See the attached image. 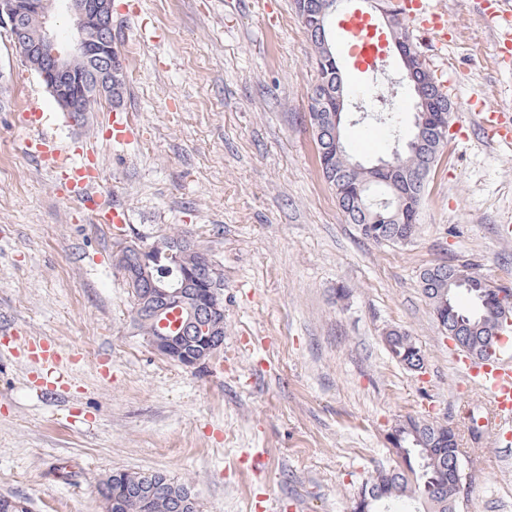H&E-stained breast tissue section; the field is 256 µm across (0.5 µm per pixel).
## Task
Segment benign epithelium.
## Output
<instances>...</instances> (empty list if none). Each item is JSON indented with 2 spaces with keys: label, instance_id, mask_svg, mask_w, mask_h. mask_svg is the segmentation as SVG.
I'll list each match as a JSON object with an SVG mask.
<instances>
[{
  "label": "benign epithelium",
  "instance_id": "obj_1",
  "mask_svg": "<svg viewBox=\"0 0 512 512\" xmlns=\"http://www.w3.org/2000/svg\"><path fill=\"white\" fill-rule=\"evenodd\" d=\"M65 4L73 22V34L66 40L58 37L54 17L58 4ZM384 25L395 49L400 71L412 73L420 57L398 14L378 5ZM30 14L39 17V27L32 31L26 26ZM112 0H0V27L23 43L21 53L34 69L45 89L54 98L69 121L81 117L80 97L93 93L109 101L119 102L112 94V86L121 81V71L115 57ZM83 58L89 63V72L73 70L72 62ZM353 108L357 121L367 117L359 102L337 89L333 99L315 106L308 113L310 125L319 122V113L341 129L344 114ZM414 125L434 130L442 141L448 136V113L433 116L429 102L413 103ZM377 180L392 184L402 175L400 152L393 150L387 160L373 166ZM135 254L138 272H126L130 288L141 280L150 284L149 297L156 303L154 317L159 329L146 337L151 348L164 358L184 367L201 368L213 357L223 343L224 298L216 286L224 279V268L211 255H205L210 275L203 284L198 278L199 256L202 249L190 240L175 246L165 256L174 259L175 267L158 266L156 251L142 247L135 241L119 246L118 260Z\"/></svg>",
  "mask_w": 512,
  "mask_h": 512
}]
</instances>
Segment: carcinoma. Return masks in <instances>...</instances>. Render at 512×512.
I'll return each mask as SVG.
<instances>
[{"instance_id": "obj_1", "label": "carcinoma", "mask_w": 512, "mask_h": 512, "mask_svg": "<svg viewBox=\"0 0 512 512\" xmlns=\"http://www.w3.org/2000/svg\"><path fill=\"white\" fill-rule=\"evenodd\" d=\"M314 49L322 44H331V29L327 25L307 28ZM415 80L421 84L423 95L432 103L436 112L448 111V98L434 92L435 82L427 70L415 73ZM317 153L324 178L336 189V199L347 221L361 228L372 225V216L381 212L392 218L389 223L375 225L377 242H391L407 232L415 234L417 211L423 198L425 184L409 180L402 185V191L409 198L405 209L378 210L368 205L365 196H357L359 176L349 171L344 161L351 156H342L336 150L331 131L321 130L315 139ZM404 168L418 172L434 167L437 158L433 150L420 148L417 151H403ZM451 264H435L421 273L422 292L432 307L436 319L448 322V330L461 334L462 346L472 357L483 356L497 329L503 308L512 307V290L495 286L489 280L466 274L463 285L448 289L452 278ZM465 293L472 302V308L465 310L458 305L457 295ZM134 321L142 335L146 336L156 326L147 307L134 301ZM387 348L394 359L411 370L425 364V355L408 333L393 329L385 336ZM403 443L398 451L407 455L405 467L379 469L370 474L362 483L358 493L367 499L380 498L388 505L386 512H392L395 504L409 499L422 506V512H457L456 475L464 473L462 454L458 448L456 432L437 421L423 417L409 416L402 421ZM155 477L164 480V487L158 489L149 502L139 498L136 491L144 478L139 472H115L103 478L97 487L98 496L112 503L111 512H183L179 492L186 485L163 473Z\"/></svg>"}]
</instances>
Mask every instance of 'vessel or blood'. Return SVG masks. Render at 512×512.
<instances>
[{
    "label": "vessel or blood",
    "instance_id": "1",
    "mask_svg": "<svg viewBox=\"0 0 512 512\" xmlns=\"http://www.w3.org/2000/svg\"><path fill=\"white\" fill-rule=\"evenodd\" d=\"M482 14L491 26L503 32L504 37L496 44L499 53L512 52V9L506 0H476ZM401 9L411 20L440 38L448 36V20L445 14L433 11L428 0H401ZM344 24L336 31L337 38L354 41L357 58L364 65H371L374 55L364 16L346 12ZM469 121L476 123L490 144L512 147V127L504 125L500 111L471 112ZM133 128L126 113L116 112L110 122L109 138L113 144L130 142ZM26 153L39 157L56 174V191L59 195L76 199L81 209L98 223L123 228L129 224V210L119 201L105 203L100 190L102 177L99 168L91 160L81 164L69 162V149L48 134H38L23 142ZM460 367L473 390L479 391L487 407L483 419L491 426L508 433L512 432V339L502 338L499 347L486 360L471 362L460 360Z\"/></svg>",
    "mask_w": 512,
    "mask_h": 512
}]
</instances>
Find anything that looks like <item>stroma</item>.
<instances>
[{"label": "stroma", "instance_id": "35a3bbf8", "mask_svg": "<svg viewBox=\"0 0 512 512\" xmlns=\"http://www.w3.org/2000/svg\"><path fill=\"white\" fill-rule=\"evenodd\" d=\"M431 5L448 43L407 31L451 80L454 114L512 106V58L474 0ZM113 21L127 76L117 108L138 127L125 147L108 139V101L68 125L0 28V322L14 329L0 335V495L29 512H102L106 474L159 472L199 512H350L362 481L395 462L391 425L413 415L460 433L464 512H512V441L469 432L483 399L461 388L420 286L438 263L512 281V148L450 126L414 238L378 244L320 172L315 60L292 0H114ZM23 112L96 154L106 196L129 209L124 229L57 194L22 149ZM176 233L224 267V344L200 370L150 348L114 259L121 237ZM391 328L422 349L423 375L389 355ZM36 339L63 358L66 397L38 387Z\"/></svg>", "mask_w": 512, "mask_h": 512}]
</instances>
